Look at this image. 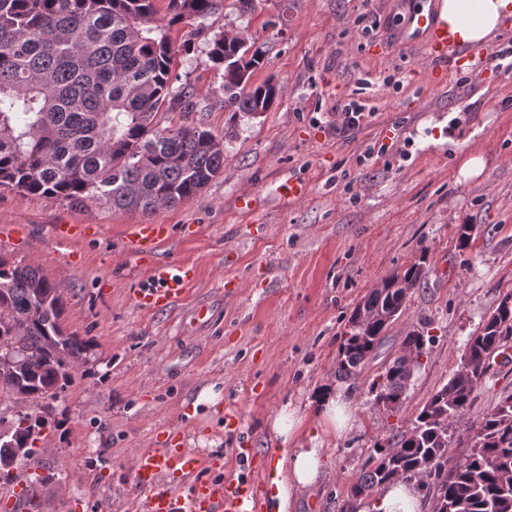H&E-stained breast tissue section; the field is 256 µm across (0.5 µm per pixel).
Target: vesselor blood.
<instances>
[{"label":"vessel or blood","instance_id":"1","mask_svg":"<svg viewBox=\"0 0 512 512\" xmlns=\"http://www.w3.org/2000/svg\"><path fill=\"white\" fill-rule=\"evenodd\" d=\"M415 32L426 36L425 62L434 84L448 73L451 38L437 12L415 9L408 18ZM171 234L170 225L157 221L130 225L125 240L127 253L148 264L151 282L134 293L136 304L146 310L169 308L195 281L194 266L159 260L157 247ZM217 463L179 448L139 451L134 459L133 479L144 493L139 512H260L257 486L249 479L213 478ZM188 480L187 490L158 489L161 476Z\"/></svg>","mask_w":512,"mask_h":512}]
</instances>
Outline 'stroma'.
Masks as SVG:
<instances>
[{
	"label": "stroma",
	"mask_w": 512,
	"mask_h": 512,
	"mask_svg": "<svg viewBox=\"0 0 512 512\" xmlns=\"http://www.w3.org/2000/svg\"><path fill=\"white\" fill-rule=\"evenodd\" d=\"M412 0H256L241 14L234 0L214 16L179 26L193 36L172 74L187 87L191 112H162L160 126L198 125L224 146V171L195 197L155 213L171 225L160 258L191 264L197 279L171 307L149 312L132 300L148 271L124 255L129 225L146 215L102 200L69 202L0 189V225L17 226L0 252L23 259L63 287L64 327L92 339L87 365L49 407L0 400V417L17 410L55 417L31 461L0 478V512H18L10 491L39 479L32 512H109L143 493L132 480L140 448L176 433L186 451L224 462L226 474L253 472L232 453L240 438L262 451L272 475L278 441L270 428L283 406L299 409L319 431L328 466L322 480L292 491L288 512H336L375 448L406 431L432 392L457 369L465 344L512 293V71L494 63L451 73L434 85L419 38L407 28ZM374 23L373 32L362 30ZM247 32L265 54L252 80L272 78L284 91L275 107L233 115L223 103V75L210 60L212 38ZM355 99L373 113L348 135L332 127L337 103ZM456 131L457 154L437 145ZM482 157L481 174L459 182L461 164ZM303 181L307 196L276 188ZM255 211L235 207L243 190ZM60 224H91L94 236L60 240ZM472 225L459 249L457 230ZM427 250L430 268L360 375L340 382L336 356L353 308L371 288ZM236 288L226 293L225 280ZM209 321L198 320L199 306ZM425 329L432 341L398 411L370 392L403 337ZM340 386L352 402L351 427L324 431L317 392ZM240 413L224 429L193 402L204 387ZM512 394V362L495 361L464 419L472 426ZM218 440L210 448L209 440Z\"/></svg>",
	"instance_id": "obj_1"
}]
</instances>
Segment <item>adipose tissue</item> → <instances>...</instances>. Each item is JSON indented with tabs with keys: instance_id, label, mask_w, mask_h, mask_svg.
<instances>
[{
	"instance_id": "ef3b65f1",
	"label": "adipose tissue",
	"mask_w": 512,
	"mask_h": 512,
	"mask_svg": "<svg viewBox=\"0 0 512 512\" xmlns=\"http://www.w3.org/2000/svg\"><path fill=\"white\" fill-rule=\"evenodd\" d=\"M437 12L461 47L481 46L512 18V0H439ZM304 418L298 410L281 409L271 429L285 450L277 464L284 476L279 482L277 512H286L290 489L309 487L323 473L324 448L318 436H302ZM360 512H421L413 484L398 482L362 505Z\"/></svg>"
}]
</instances>
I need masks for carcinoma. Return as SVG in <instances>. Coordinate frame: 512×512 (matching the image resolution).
<instances>
[{"label":"carcinoma","mask_w":512,"mask_h":512,"mask_svg":"<svg viewBox=\"0 0 512 512\" xmlns=\"http://www.w3.org/2000/svg\"><path fill=\"white\" fill-rule=\"evenodd\" d=\"M224 0H0V187L65 201L104 199L112 208L154 214L199 194L224 171V148L200 126H159L158 112L194 102L172 83L171 66L191 42L173 28L217 14ZM224 71V109L267 112L283 93L272 80L249 81L263 65L256 42H211ZM427 252L372 289L354 308L336 357V377L356 378L382 335L427 278ZM512 294L469 337L448 382L415 414L411 427L351 484L338 512L398 480L413 482L431 512H512V395L502 397L459 435L470 452L448 465L449 428L460 422L489 370L490 357L512 337ZM61 287L36 269L0 254V397L15 403L55 400L73 383L95 344L65 331ZM433 337L408 333L402 350L426 354ZM411 371L394 358L370 386L374 402L393 412ZM49 424L20 412L0 431V460L30 459Z\"/></svg>","instance_id":"cac0c4a2"}]
</instances>
